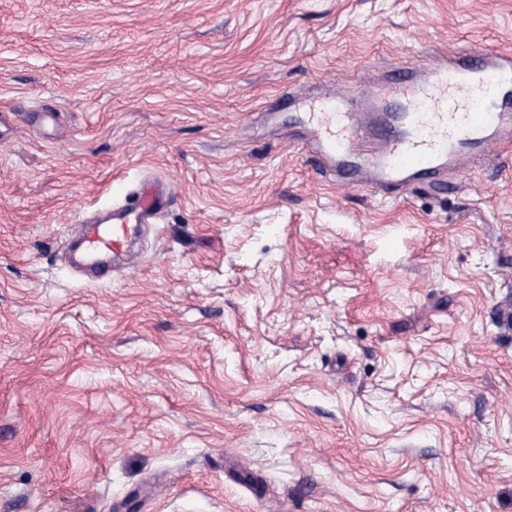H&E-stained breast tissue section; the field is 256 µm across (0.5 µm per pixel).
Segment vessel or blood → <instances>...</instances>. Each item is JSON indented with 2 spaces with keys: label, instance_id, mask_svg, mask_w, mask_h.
<instances>
[{
  "label": "vessel or blood",
  "instance_id": "obj_1",
  "mask_svg": "<svg viewBox=\"0 0 512 512\" xmlns=\"http://www.w3.org/2000/svg\"><path fill=\"white\" fill-rule=\"evenodd\" d=\"M304 108L309 146L338 187L443 186L463 155L512 143V55L471 48L442 63L413 59L359 99L335 88ZM172 199L170 185L146 183L111 222L83 220L81 249L96 278L108 273L105 257L126 253Z\"/></svg>",
  "mask_w": 512,
  "mask_h": 512
}]
</instances>
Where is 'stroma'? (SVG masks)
Here are the masks:
<instances>
[{"label":"stroma","instance_id":"obj_1","mask_svg":"<svg viewBox=\"0 0 512 512\" xmlns=\"http://www.w3.org/2000/svg\"><path fill=\"white\" fill-rule=\"evenodd\" d=\"M474 46L512 0H0V512H512V144L340 189L287 101ZM174 198L170 184L145 183L112 208V223L93 222L85 217L80 224L81 249L94 270L96 280L109 273L102 259L127 252L131 240L141 229L166 209Z\"/></svg>","mask_w":512,"mask_h":512}]
</instances>
